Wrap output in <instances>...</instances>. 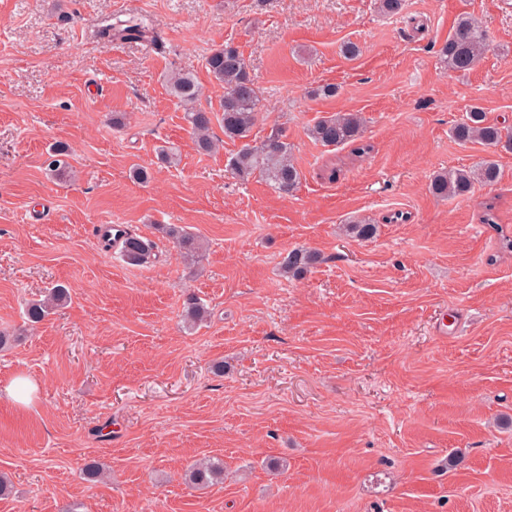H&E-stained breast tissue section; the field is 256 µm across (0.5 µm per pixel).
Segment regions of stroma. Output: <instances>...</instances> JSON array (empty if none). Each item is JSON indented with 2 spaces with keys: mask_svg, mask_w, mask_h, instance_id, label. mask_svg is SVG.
I'll use <instances>...</instances> for the list:
<instances>
[{
  "mask_svg": "<svg viewBox=\"0 0 512 512\" xmlns=\"http://www.w3.org/2000/svg\"><path fill=\"white\" fill-rule=\"evenodd\" d=\"M463 14L492 45L464 74L438 56ZM116 16L163 49L103 43ZM225 43L259 91L250 142L287 136L291 193L227 172L240 144L221 121L200 153L166 89L193 72L219 112L205 57ZM328 83L335 97L314 96ZM474 106L512 126V0H0V331L22 337L0 349V512H512V150L452 138ZM339 112L364 116L357 141L308 136ZM485 158L497 184L431 193L433 173ZM356 218L374 238L345 232ZM100 224L152 239L156 260L104 251ZM166 224L203 241L199 262ZM294 248L324 260L285 276ZM57 285L67 307L28 321ZM20 378L37 385L26 405L5 393ZM204 458L224 479L191 488ZM92 460L108 479H85Z\"/></svg>",
  "mask_w": 512,
  "mask_h": 512,
  "instance_id": "35a3bbf8",
  "label": "stroma"
}]
</instances>
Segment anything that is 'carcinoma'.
<instances>
[{
	"mask_svg": "<svg viewBox=\"0 0 512 512\" xmlns=\"http://www.w3.org/2000/svg\"><path fill=\"white\" fill-rule=\"evenodd\" d=\"M101 38L107 41L123 40L148 42L158 45V37L143 22L128 18H113V22L101 31ZM491 43L486 30L475 19L462 16L457 19L453 33L440 48L442 62L448 70L466 73L472 70L482 56L490 51ZM206 67L214 80L224 85V98L221 101V121L224 136L230 140H243L250 136L260 113L257 112L258 95L254 80L247 64L236 47L224 44L211 49L206 57ZM169 93L180 102L188 105L184 119L195 136L197 148L210 153L216 143L210 136L214 113L194 107L201 95V87L195 75L189 71L172 72L167 78ZM365 120L358 113L335 114L316 121L309 129V136L324 146H341L359 139L363 133ZM454 139L461 143L478 141L487 147L504 146L512 149V130L487 121L482 108L473 106L465 118L451 130ZM68 147L60 143L54 147L50 166L57 174L65 173ZM228 168L235 177L246 180L259 173L279 192H292L300 179V173L291 160L288 142L284 134L275 131L260 144L245 143L231 157ZM500 178L498 164L484 160L473 169H450L436 173L430 182V191L439 197L464 198L471 194L475 184L491 186ZM355 237L365 240L376 235L377 227L366 219H356L348 225ZM166 235L183 256L195 262L203 245L195 235L178 226L166 229ZM118 247L126 262L144 265L154 256L157 244L143 236L125 229L116 230V237L104 239V247ZM322 254L312 249H294L281 261L285 275L299 276L322 263ZM69 293L63 286L52 288L44 299L28 305L29 321L38 323L55 309L67 304ZM206 308L197 298L190 296L185 302V320L195 326L206 318ZM190 483L204 487L224 479V466L218 461H203L194 465L187 473Z\"/></svg>",
	"mask_w": 512,
	"mask_h": 512,
	"instance_id": "1",
	"label": "carcinoma"
}]
</instances>
